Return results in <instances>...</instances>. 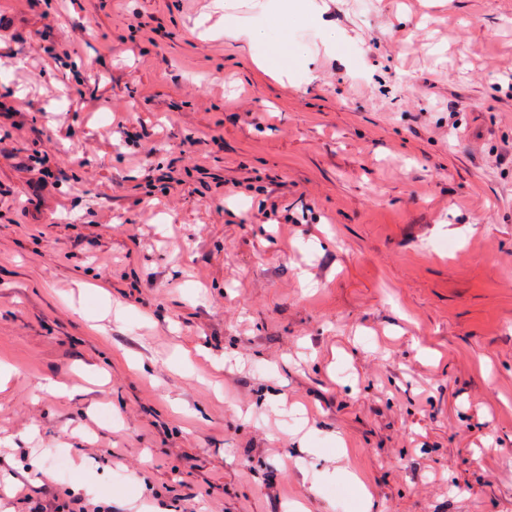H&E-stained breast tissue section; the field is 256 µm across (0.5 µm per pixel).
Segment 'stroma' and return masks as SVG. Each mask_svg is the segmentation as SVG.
Here are the masks:
<instances>
[{"label":"stroma","mask_w":512,"mask_h":512,"mask_svg":"<svg viewBox=\"0 0 512 512\" xmlns=\"http://www.w3.org/2000/svg\"><path fill=\"white\" fill-rule=\"evenodd\" d=\"M315 4L0 0V512H512V0ZM265 1L267 2L261 5V23L249 29H240L237 17L230 12H224V35L234 39L245 36L251 44L261 46L263 52L260 57L265 67L288 73V63H301L308 59L305 47L293 36V28L299 24L318 30L326 46L330 49L336 48V42L340 41L336 28L326 23L322 14L311 3L313 0ZM276 60H280L281 64L275 66ZM92 497L81 493H71L60 497L57 494H46L27 499V512H112V501L93 503Z\"/></svg>","instance_id":"stroma-1"}]
</instances>
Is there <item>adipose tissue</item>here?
<instances>
[{
    "label": "adipose tissue",
    "instance_id": "adipose-tissue-1",
    "mask_svg": "<svg viewBox=\"0 0 512 512\" xmlns=\"http://www.w3.org/2000/svg\"><path fill=\"white\" fill-rule=\"evenodd\" d=\"M236 7L237 0H224L225 35L235 39L244 36L252 44L261 46L263 65L277 67L282 73L287 72L289 64L308 57L305 47L293 35L295 26L303 24L318 30L330 48L339 40L335 28L326 23L312 0H266L261 23L246 30L237 25Z\"/></svg>",
    "mask_w": 512,
    "mask_h": 512
}]
</instances>
